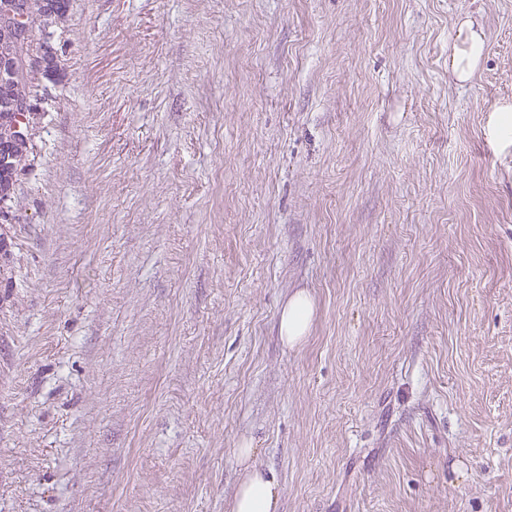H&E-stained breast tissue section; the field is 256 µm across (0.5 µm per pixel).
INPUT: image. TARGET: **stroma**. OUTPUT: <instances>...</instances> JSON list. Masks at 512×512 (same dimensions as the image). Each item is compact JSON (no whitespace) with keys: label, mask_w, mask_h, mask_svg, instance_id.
<instances>
[{"label":"stroma","mask_w":512,"mask_h":512,"mask_svg":"<svg viewBox=\"0 0 512 512\" xmlns=\"http://www.w3.org/2000/svg\"><path fill=\"white\" fill-rule=\"evenodd\" d=\"M69 13L0 224V512H230L243 447L279 512H512V0ZM486 42L470 18L462 19L454 40L448 45V64L460 82L470 81L484 57ZM492 112H496L490 135L501 142H508L512 136V103L504 102L498 105ZM315 312V304L305 292H298L288 300L279 321L280 338L286 346L296 347L302 344Z\"/></svg>","instance_id":"stroma-1"}]
</instances>
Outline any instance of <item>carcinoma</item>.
<instances>
[{"mask_svg": "<svg viewBox=\"0 0 512 512\" xmlns=\"http://www.w3.org/2000/svg\"><path fill=\"white\" fill-rule=\"evenodd\" d=\"M69 0H0V222L11 224L21 211L17 185L34 156V136L52 104L46 76L63 67L51 34L68 21ZM43 36L22 37L18 24Z\"/></svg>", "mask_w": 512, "mask_h": 512, "instance_id": "cac0c4a2", "label": "carcinoma"}]
</instances>
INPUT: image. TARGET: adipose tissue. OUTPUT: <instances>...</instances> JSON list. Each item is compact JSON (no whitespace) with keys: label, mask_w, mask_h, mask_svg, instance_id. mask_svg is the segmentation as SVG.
<instances>
[{"label":"adipose tissue","mask_w":512,"mask_h":512,"mask_svg":"<svg viewBox=\"0 0 512 512\" xmlns=\"http://www.w3.org/2000/svg\"><path fill=\"white\" fill-rule=\"evenodd\" d=\"M486 42L473 21L462 19L456 35L448 45V64L454 76L462 82L470 81L484 57ZM315 316V304L304 292L296 293L283 308L279 321L282 342L296 347L305 340ZM255 451L241 448L237 458L244 471L231 504V512H277L279 481L273 471L254 461Z\"/></svg>","instance_id":"1"}]
</instances>
